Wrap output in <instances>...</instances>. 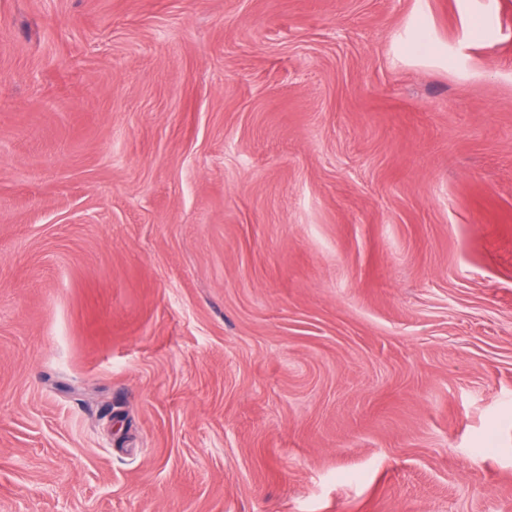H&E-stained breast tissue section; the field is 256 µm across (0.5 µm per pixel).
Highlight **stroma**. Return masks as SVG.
<instances>
[{
  "instance_id": "obj_1",
  "label": "stroma",
  "mask_w": 512,
  "mask_h": 512,
  "mask_svg": "<svg viewBox=\"0 0 512 512\" xmlns=\"http://www.w3.org/2000/svg\"><path fill=\"white\" fill-rule=\"evenodd\" d=\"M0 512H512V0H0Z\"/></svg>"
}]
</instances>
